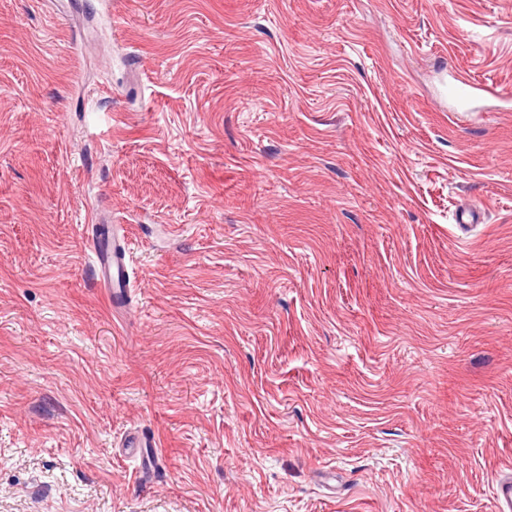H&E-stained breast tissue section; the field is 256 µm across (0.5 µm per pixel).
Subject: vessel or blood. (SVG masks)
Masks as SVG:
<instances>
[{
	"instance_id": "vessel-or-blood-1",
	"label": "vessel or blood",
	"mask_w": 512,
	"mask_h": 512,
	"mask_svg": "<svg viewBox=\"0 0 512 512\" xmlns=\"http://www.w3.org/2000/svg\"><path fill=\"white\" fill-rule=\"evenodd\" d=\"M481 90V85L464 74L451 73L447 93L460 108H468L474 96ZM126 233L127 227L123 224H112L105 230L95 224L92 225L89 236L97 284L116 304L125 301L133 286L128 271ZM493 502L494 512H512L511 461L500 466L496 472Z\"/></svg>"
}]
</instances>
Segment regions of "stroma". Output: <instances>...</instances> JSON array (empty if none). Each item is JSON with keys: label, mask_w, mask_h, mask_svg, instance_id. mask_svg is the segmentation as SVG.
Masks as SVG:
<instances>
[{"label": "stroma", "mask_w": 512, "mask_h": 512, "mask_svg": "<svg viewBox=\"0 0 512 512\" xmlns=\"http://www.w3.org/2000/svg\"><path fill=\"white\" fill-rule=\"evenodd\" d=\"M511 459L512 0H0V512H493ZM450 78L448 96L455 100L462 110L468 108L474 96L479 92L493 94L492 89L476 84L462 73L452 71ZM91 227L90 247L94 255V270L99 288H103L113 307L129 296L133 281L128 271L125 224H88ZM108 229L104 237L102 228Z\"/></svg>", "instance_id": "obj_1"}]
</instances>
